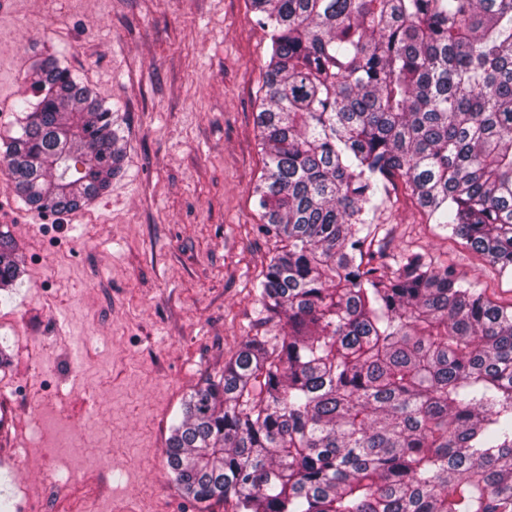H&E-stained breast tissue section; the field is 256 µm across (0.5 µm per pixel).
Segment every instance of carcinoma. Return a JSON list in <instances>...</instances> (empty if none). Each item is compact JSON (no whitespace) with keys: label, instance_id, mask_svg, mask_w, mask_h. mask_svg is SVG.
<instances>
[{"label":"carcinoma","instance_id":"1","mask_svg":"<svg viewBox=\"0 0 512 512\" xmlns=\"http://www.w3.org/2000/svg\"><path fill=\"white\" fill-rule=\"evenodd\" d=\"M267 30L256 188L277 245L248 336L193 391L165 448L181 493L235 512H512V303L453 260L388 252L404 180L428 222L512 273V0H251ZM4 143L40 211L120 170L112 110L54 60ZM19 279L0 230V289Z\"/></svg>","mask_w":512,"mask_h":512}]
</instances>
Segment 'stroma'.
I'll list each match as a JSON object with an SVG mask.
<instances>
[{
    "instance_id": "obj_1",
    "label": "stroma",
    "mask_w": 512,
    "mask_h": 512,
    "mask_svg": "<svg viewBox=\"0 0 512 512\" xmlns=\"http://www.w3.org/2000/svg\"><path fill=\"white\" fill-rule=\"evenodd\" d=\"M267 33L248 0H0V140L52 56L97 90L125 139L121 173L87 207L37 212L0 167V227L21 284L0 290V512H199L165 464L185 400L245 337L272 336L254 285L273 248L258 235L256 114ZM375 221L391 250L452 252L460 274L512 302L427 223L405 183Z\"/></svg>"
}]
</instances>
